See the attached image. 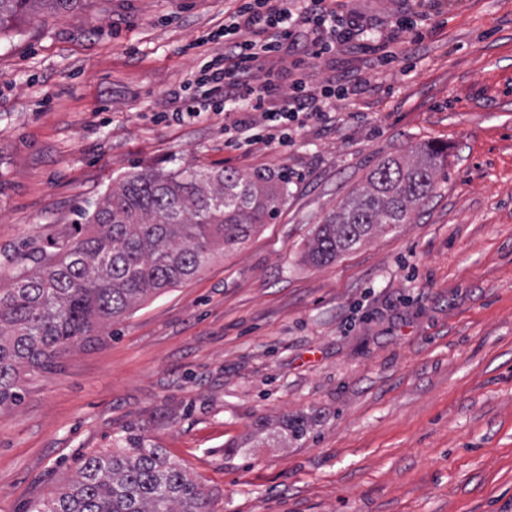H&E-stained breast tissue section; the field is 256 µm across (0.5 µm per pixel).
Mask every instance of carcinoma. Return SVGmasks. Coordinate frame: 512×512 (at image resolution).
Instances as JSON below:
<instances>
[{
	"instance_id": "obj_1",
	"label": "carcinoma",
	"mask_w": 512,
	"mask_h": 512,
	"mask_svg": "<svg viewBox=\"0 0 512 512\" xmlns=\"http://www.w3.org/2000/svg\"><path fill=\"white\" fill-rule=\"evenodd\" d=\"M84 0H0V31L37 10L53 15ZM441 149L420 146L382 161L316 225L304 250L313 266L405 224L432 193ZM282 169L145 170L105 193L86 224L17 263L0 288V409L23 398L19 372L51 369L102 325L195 278L218 254H230L275 220L288 197ZM284 431L297 441L303 418ZM44 512H209L202 488L163 449L129 435L108 454L87 457L72 483Z\"/></svg>"
}]
</instances>
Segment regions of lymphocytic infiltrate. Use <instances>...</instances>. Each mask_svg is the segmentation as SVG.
I'll return each instance as SVG.
<instances>
[{
    "label": "lymphocytic infiltrate",
    "mask_w": 512,
    "mask_h": 512,
    "mask_svg": "<svg viewBox=\"0 0 512 512\" xmlns=\"http://www.w3.org/2000/svg\"><path fill=\"white\" fill-rule=\"evenodd\" d=\"M358 23L326 0H241L224 20V50L202 70L200 86L223 94V110L261 113L250 139L267 145H286L300 125V116H322L303 80L282 87L281 73L271 61L280 53L295 52L300 59H319L339 50H367ZM279 107H268L272 98Z\"/></svg>",
    "instance_id": "f902f5d3"
}]
</instances>
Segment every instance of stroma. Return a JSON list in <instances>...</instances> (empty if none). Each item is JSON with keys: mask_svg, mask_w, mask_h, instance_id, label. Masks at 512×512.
<instances>
[{"mask_svg": "<svg viewBox=\"0 0 512 512\" xmlns=\"http://www.w3.org/2000/svg\"><path fill=\"white\" fill-rule=\"evenodd\" d=\"M406 51L307 61L364 89L277 148L201 97L234 0H85L0 32V287L141 170L287 169L237 252L100 328L0 410V512H38L132 430L211 512H512V0H342ZM200 110L167 118L172 91ZM439 147L407 223L317 268L304 246L383 160ZM305 418L288 443L260 424Z\"/></svg>", "mask_w": 512, "mask_h": 512, "instance_id": "35a3bbf8", "label": "stroma"}]
</instances>
